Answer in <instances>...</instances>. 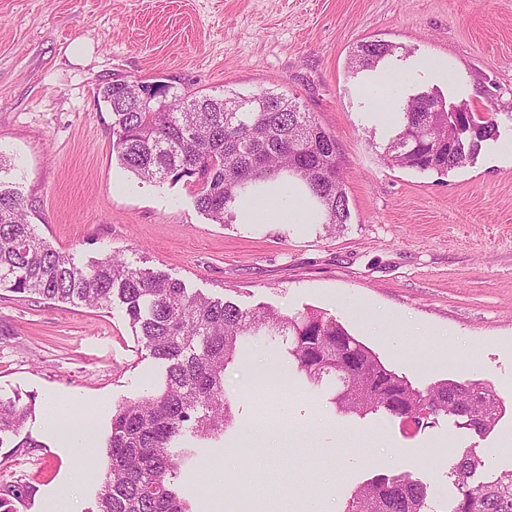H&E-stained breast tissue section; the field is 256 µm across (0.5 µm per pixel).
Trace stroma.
<instances>
[{
    "mask_svg": "<svg viewBox=\"0 0 512 512\" xmlns=\"http://www.w3.org/2000/svg\"><path fill=\"white\" fill-rule=\"evenodd\" d=\"M396 45L354 70L357 42ZM220 95L288 92L335 136L350 221L216 224L186 181H140L112 151L100 88L114 77ZM391 108L418 93L487 112L512 100V0H0V152L40 235L78 265L114 253L190 292L285 314L336 318L419 389L453 380L495 391L506 411L480 437L439 417L415 435L384 414H339L285 352L251 337L224 371L234 421L197 443L201 474L179 486L192 512H344L378 475L427 482L435 512L454 492L449 460L473 448L488 473L512 467V117L475 160L441 174L392 168L391 137L366 87ZM405 333L391 332L390 318ZM163 368L120 304L98 310L0 290V398L30 413L32 448L0 447V488L22 512L53 501L90 512L112 411L158 389ZM71 401L91 454L46 431V400Z\"/></svg>",
    "mask_w": 512,
    "mask_h": 512,
    "instance_id": "obj_1",
    "label": "stroma"
}]
</instances>
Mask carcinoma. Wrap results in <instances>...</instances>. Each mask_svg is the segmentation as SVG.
Wrapping results in <instances>:
<instances>
[{"label":"carcinoma","instance_id":"obj_1","mask_svg":"<svg viewBox=\"0 0 512 512\" xmlns=\"http://www.w3.org/2000/svg\"><path fill=\"white\" fill-rule=\"evenodd\" d=\"M394 51L382 41H361L350 64L373 69ZM100 94L112 110V152L120 165L144 182L186 180L196 187V206L214 223H231L249 200L282 189L301 202L308 223L333 229L348 223L336 139L296 98L270 89L174 93L168 85L119 77ZM497 132L495 114L449 107L421 93L403 103L381 159L389 167L446 173L472 162L481 142ZM13 169L0 152V290L98 310L117 300L140 342L165 366L155 392L112 412L107 470L93 512H189L175 479L194 451H176L174 443L186 434L216 439L232 423L224 369L248 336L283 338L312 384L333 383L330 403L341 414L381 412L411 432L445 415L480 436L498 423L503 405L492 390L448 380L417 389L320 310L242 309L190 293L168 274L133 267L114 254L77 265L29 222L24 198L7 180ZM26 417L27 409L0 398V447L18 435ZM482 467L472 448L455 458L450 478L456 494L448 512H512V468L477 483ZM22 497L15 489L0 493V512H18ZM345 512L433 510L426 482L382 475L358 487Z\"/></svg>","mask_w":512,"mask_h":512}]
</instances>
